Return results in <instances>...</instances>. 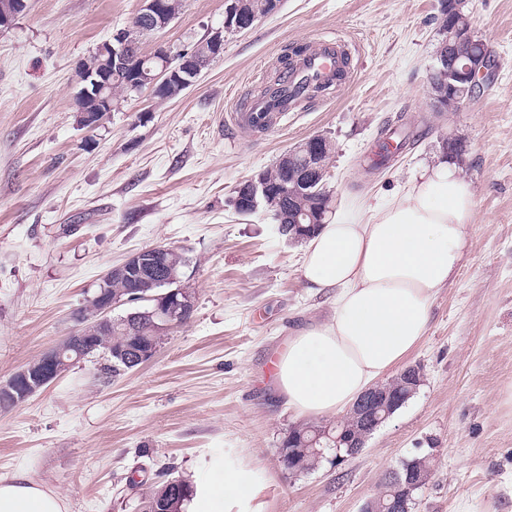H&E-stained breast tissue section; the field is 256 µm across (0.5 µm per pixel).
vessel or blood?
<instances>
[{
    "instance_id": "obj_1",
    "label": "vessel or blood",
    "mask_w": 512,
    "mask_h": 512,
    "mask_svg": "<svg viewBox=\"0 0 512 512\" xmlns=\"http://www.w3.org/2000/svg\"><path fill=\"white\" fill-rule=\"evenodd\" d=\"M344 42L337 37H320L316 47L289 70L273 94L237 103L230 115L236 125L272 129L279 119L297 111L304 89L311 84H331L343 66Z\"/></svg>"
}]
</instances>
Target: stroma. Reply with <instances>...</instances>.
I'll return each mask as SVG.
<instances>
[{"mask_svg":"<svg viewBox=\"0 0 512 512\" xmlns=\"http://www.w3.org/2000/svg\"><path fill=\"white\" fill-rule=\"evenodd\" d=\"M225 0H182L143 39L188 49L224 27ZM140 0H28L0 31V382L75 327L112 266L165 245L185 254L190 318L144 366L103 381L101 360L70 366L26 402L0 411V476L24 472L69 512H134L159 473L195 483L217 463L253 473L264 512H360L402 460L429 456L413 512H512V0H468L491 50V83L456 112L429 107L442 39L438 0H280L177 97L127 94L96 127L73 99L78 65ZM345 40L348 79L257 133L231 126L238 97L260 96L293 47ZM402 120L420 138L389 166L366 156ZM315 135L332 142L336 212L381 207L442 157V139L474 193L465 260L431 302L429 329L406 360L417 392L338 465L292 474L279 461L303 419L276 388L294 333L331 300L304 288L300 243L269 213L238 214L236 187Z\"/></svg>","mask_w":512,"mask_h":512,"instance_id":"1","label":"stroma"}]
</instances>
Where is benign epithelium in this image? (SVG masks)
<instances>
[{"label":"benign epithelium","mask_w":512,"mask_h":512,"mask_svg":"<svg viewBox=\"0 0 512 512\" xmlns=\"http://www.w3.org/2000/svg\"><path fill=\"white\" fill-rule=\"evenodd\" d=\"M440 7L448 12V18L442 19L443 40L438 49V62L446 63L447 48L451 50L464 45H481L480 51L461 55L457 53L451 63H446L448 79L463 84L462 94L456 104V108L459 109L470 102L474 91L483 88V81L489 76L491 58L486 51V43L472 29L459 28L455 25L453 13L456 10V2L440 0ZM26 8L27 0H13L11 5L1 10L0 31L10 27ZM259 18L260 15L249 9L247 0H225L223 29L215 31L205 41L197 43L189 50L184 49L173 54L159 47L145 58L137 50L135 33L160 31L168 26L170 16L168 6L161 0H141L139 12L131 26L117 31L112 40L96 47L93 52L95 64L91 66L83 61L79 65L81 88L78 95L94 99L103 110L110 112L115 100L112 83L122 81L135 92L163 87L167 92L164 99H172L191 86L201 70L223 54L224 34L247 30ZM133 58L143 63L150 58L156 61L158 66H140L130 74L127 68ZM437 73L439 70L436 68L430 73L431 106L436 112H445L448 110V93L445 86L433 80ZM330 146L331 142L323 136H313L282 154L277 159V164L286 169L289 162L298 156L306 162L307 172H319L322 167V156ZM307 188L309 182L301 177L286 178L279 185V191L284 196L301 194ZM269 192L270 185L261 171L237 187L233 206L237 210H256L262 197ZM168 252L169 248L164 246L145 248L130 255L122 264L113 267L104 276L103 281L120 279L134 285L129 296L121 300L113 297L106 288H101L91 299V313L84 316L77 328L61 344L24 366L7 381L1 382L0 392L11 396L13 405L28 400L65 370V350L77 349L89 353L97 347V336L112 332L111 313L123 304L141 303V309L125 317L128 327L134 328L141 322L148 321L157 336L165 335L173 324L187 320L194 308L191 291L180 286L165 294L149 292V289L165 285L173 279V273L168 269ZM157 349L158 345L153 343L138 345L128 349V353L121 356V361L128 366L142 364L150 360ZM392 384L393 381L390 380L368 389L347 412L348 422L356 425L364 422L367 428L360 430L353 439L347 441L345 454H336V461H342L345 456H353L361 451L374 429L391 416V408L400 403L392 393ZM428 481L425 468L413 465L410 460L402 463V469H394L388 473L386 482L402 487L401 498L396 504L399 512H411L413 493L424 487Z\"/></svg>","instance_id":"7a95c632"}]
</instances>
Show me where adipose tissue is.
Wrapping results in <instances>:
<instances>
[{
    "label": "adipose tissue",
    "mask_w": 512,
    "mask_h": 512,
    "mask_svg": "<svg viewBox=\"0 0 512 512\" xmlns=\"http://www.w3.org/2000/svg\"><path fill=\"white\" fill-rule=\"evenodd\" d=\"M474 195L457 165L427 166L369 217L337 216L306 239L300 277L334 297L332 316L294 336L278 363V389L302 415L344 412L401 364L425 336L431 299L465 257ZM183 512H263L250 470L217 465ZM0 512H67L65 499L24 474L0 477Z\"/></svg>",
    "instance_id": "obj_1"
}]
</instances>
